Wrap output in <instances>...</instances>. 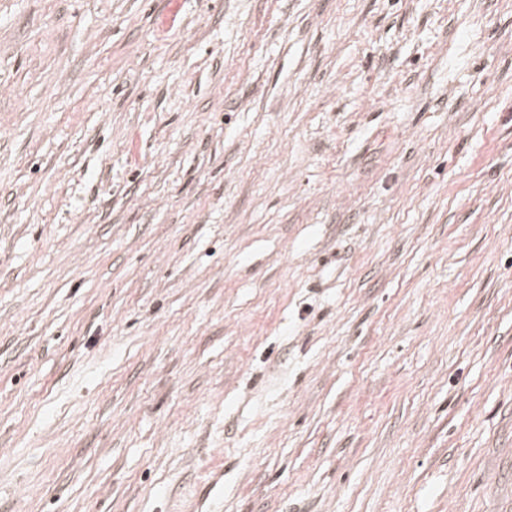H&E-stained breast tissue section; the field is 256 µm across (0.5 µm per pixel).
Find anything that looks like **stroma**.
<instances>
[{"label": "stroma", "instance_id": "stroma-1", "mask_svg": "<svg viewBox=\"0 0 512 512\" xmlns=\"http://www.w3.org/2000/svg\"><path fill=\"white\" fill-rule=\"evenodd\" d=\"M197 505L512 512V0H0V512Z\"/></svg>", "mask_w": 512, "mask_h": 512}]
</instances>
